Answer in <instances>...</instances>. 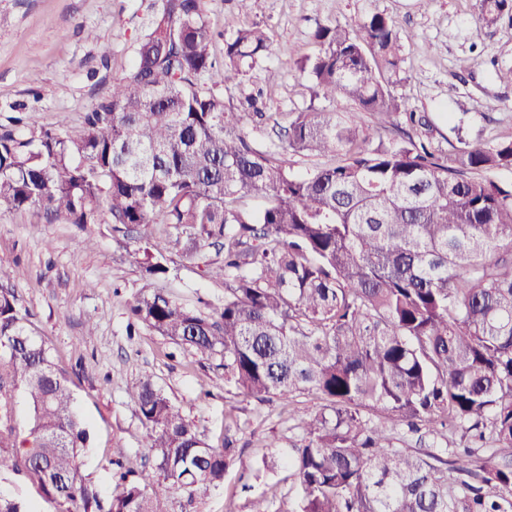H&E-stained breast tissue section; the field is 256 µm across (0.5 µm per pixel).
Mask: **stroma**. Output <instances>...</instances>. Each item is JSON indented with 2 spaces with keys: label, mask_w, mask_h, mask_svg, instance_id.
<instances>
[{
  "label": "stroma",
  "mask_w": 512,
  "mask_h": 512,
  "mask_svg": "<svg viewBox=\"0 0 512 512\" xmlns=\"http://www.w3.org/2000/svg\"><path fill=\"white\" fill-rule=\"evenodd\" d=\"M162 0H0V132L29 136L81 127L86 112L112 91L136 59L149 17ZM215 33L214 52L225 40L257 23L269 35L268 49L228 84L214 85L227 111L244 118L252 146L279 150L288 115L309 106L356 114L344 98L324 101L297 61L316 55L314 34L340 22L358 25L371 13L391 17L401 37L400 79L391 90L423 123H361L375 144L406 137L447 154L459 140L490 143L512 138V83L496 74L512 69V10L492 25L478 20L476 0H202ZM471 59L469 69L460 60ZM276 80H269V73ZM168 241L170 272L145 282L132 258L135 232L108 224H69L39 207L0 213V268L11 272L18 308L30 333L42 341L71 380L75 404L89 432L81 470L101 498L112 492L115 449L147 487L162 488L131 386L151 379L192 421L211 447L232 439L236 463L223 483L188 499L172 492L170 512H249L265 498L270 512H291L299 485L281 458L302 433L294 415L322 411L313 395L293 403L247 397L224 384L220 358L203 359L145 327L130 328L128 302L145 286L162 290L195 309L222 304L224 282L182 255L169 228L153 227ZM276 459L274 468L263 463Z\"/></svg>",
  "instance_id": "1"
}]
</instances>
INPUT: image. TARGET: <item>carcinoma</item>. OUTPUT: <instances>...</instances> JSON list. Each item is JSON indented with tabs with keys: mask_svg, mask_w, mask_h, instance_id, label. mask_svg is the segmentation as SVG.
<instances>
[{
	"mask_svg": "<svg viewBox=\"0 0 512 512\" xmlns=\"http://www.w3.org/2000/svg\"><path fill=\"white\" fill-rule=\"evenodd\" d=\"M493 24L508 0H478ZM300 60L326 99L351 101L379 127L402 104L399 33L382 13L353 31L315 33ZM200 0H163L136 48L134 68L84 116L82 129L20 138L0 133V212L42 207L70 224L144 230L143 277H165V224L184 257L205 245L224 279V302L205 314L160 292L131 303L132 318L196 354L224 357V382L258 399L315 393L325 410L298 419L285 458L300 495L292 512H512V183L467 176L512 170V141L465 143L445 158L414 142L371 145L362 126L310 107L288 113L285 152L337 162L295 172L248 143L224 97L203 75L234 81L267 49L258 25L224 43L216 69ZM262 201L256 212L240 201ZM0 269V469L22 474L56 512H169L166 498L129 478L122 451L104 501L81 472L87 428L66 374L30 335ZM24 390L32 421L12 424ZM163 482L189 498L224 481L235 459L212 448L150 380L132 387ZM381 411L417 432L491 439L494 456L447 461L397 447Z\"/></svg>",
	"mask_w": 512,
	"mask_h": 512,
	"instance_id": "cac0c4a2",
	"label": "carcinoma"
}]
</instances>
